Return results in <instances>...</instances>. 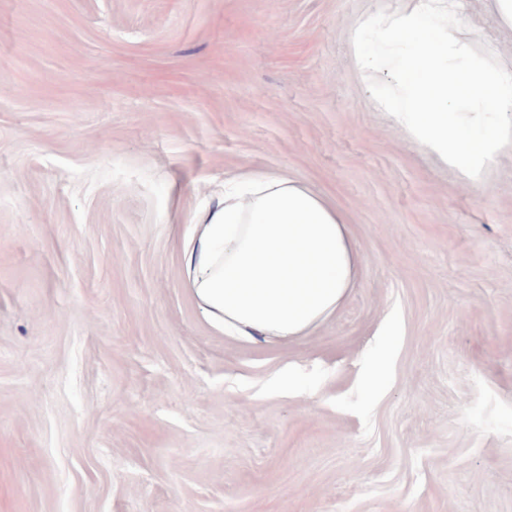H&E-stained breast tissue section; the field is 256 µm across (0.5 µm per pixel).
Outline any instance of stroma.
Wrapping results in <instances>:
<instances>
[{
  "label": "stroma",
  "mask_w": 512,
  "mask_h": 512,
  "mask_svg": "<svg viewBox=\"0 0 512 512\" xmlns=\"http://www.w3.org/2000/svg\"><path fill=\"white\" fill-rule=\"evenodd\" d=\"M409 3L0 0V512H512V150L474 187L376 110L350 33ZM254 173L364 256L288 342L187 283Z\"/></svg>",
  "instance_id": "35a3bbf8"
}]
</instances>
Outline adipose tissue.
<instances>
[{
  "instance_id": "adipose-tissue-1",
  "label": "adipose tissue",
  "mask_w": 512,
  "mask_h": 512,
  "mask_svg": "<svg viewBox=\"0 0 512 512\" xmlns=\"http://www.w3.org/2000/svg\"><path fill=\"white\" fill-rule=\"evenodd\" d=\"M183 246L188 284L213 321L282 341L333 313L363 261L338 210L272 174L225 181Z\"/></svg>"
}]
</instances>
